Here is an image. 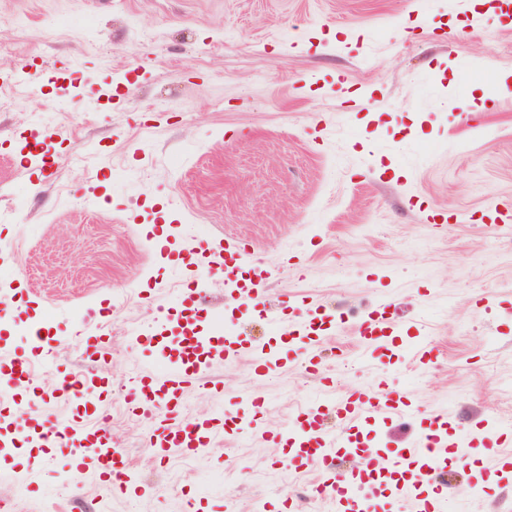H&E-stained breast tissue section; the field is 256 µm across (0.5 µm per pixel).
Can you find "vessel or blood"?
Listing matches in <instances>:
<instances>
[{
  "label": "vessel or blood",
  "instance_id": "b4317fda",
  "mask_svg": "<svg viewBox=\"0 0 512 512\" xmlns=\"http://www.w3.org/2000/svg\"><path fill=\"white\" fill-rule=\"evenodd\" d=\"M224 286L239 305L253 309L262 304V284L267 279L266 271L253 268L243 255L223 257ZM211 276L209 270L197 268L195 285L186 289L185 298L195 311L206 307V286ZM289 325L284 330L289 349H303L310 353L311 367H319L313 353L320 344L324 332V315L320 307L302 302L288 305ZM398 324L388 312L386 305H378L358 324L356 332L367 353L375 354L385 349ZM250 354L255 372H262L275 360L272 350L249 344L238 336L225 337L223 342H214L209 336H193L191 341H177L175 346L158 345L152 357L156 366L150 372L137 377L132 384V401L139 406L162 405L163 414L157 418L149 435L148 445L160 459L178 452L193 455L204 451L208 441L225 431L258 429L257 418L242 419L219 412L196 421L181 422L177 416L183 402L186 386L200 380L214 363L234 360ZM93 381L79 374L65 375L57 384L58 391L83 399L94 400ZM339 409L352 423L379 421L394 415L409 414V404L391 397L374 398L366 394L348 395L338 400ZM319 412L299 413L288 439L292 453L286 465L295 473L316 470L331 475L328 483L329 498L336 512H363L364 506L358 494L368 471L375 470L391 476L382 492L386 498H406L412 501L415 512H445L448 490L439 482V475L447 470L449 462L467 466L468 459L457 443L448 438L447 420L434 416L430 432L422 447L408 449L377 462L369 457L365 448L350 449L343 436H334L321 429ZM13 437L32 439L44 444L66 449V475L76 482L89 468L97 469L100 475L113 476L128 483L133 478L132 468L123 453L107 441L101 425L75 426L73 421L28 420L25 427H13ZM353 453L360 458L361 466L351 475L334 470V462L342 453Z\"/></svg>",
  "mask_w": 512,
  "mask_h": 512
}]
</instances>
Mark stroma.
<instances>
[{
    "label": "stroma",
    "mask_w": 512,
    "mask_h": 512,
    "mask_svg": "<svg viewBox=\"0 0 512 512\" xmlns=\"http://www.w3.org/2000/svg\"><path fill=\"white\" fill-rule=\"evenodd\" d=\"M0 59L31 65L36 96L0 69V351L108 382L110 435L137 489L42 476L46 449L0 452L12 512H320L278 448L301 411L354 392L392 394L409 418L362 424L379 456L415 446L441 415L470 466L449 473L447 512H500L512 473L493 472L491 424L512 426V12L476 0H0ZM54 174L24 157L44 131ZM448 211L446 224L428 212ZM175 242L161 253L154 232ZM235 242L270 277L267 311L322 306L339 328L256 378L250 356L190 386L183 420L259 414L262 430L216 436L161 460L152 414L126 401L152 365L143 338L184 307L179 258ZM114 302L111 317L103 306ZM401 330L394 354L359 359L355 329L378 304ZM209 310L233 335L273 345L265 313L224 279ZM101 358L76 342L100 326ZM60 344L40 363L33 336ZM434 352L424 367L420 337ZM18 419L95 418L76 399L43 406L5 378Z\"/></svg>",
    "instance_id": "stroma-1"
}]
</instances>
